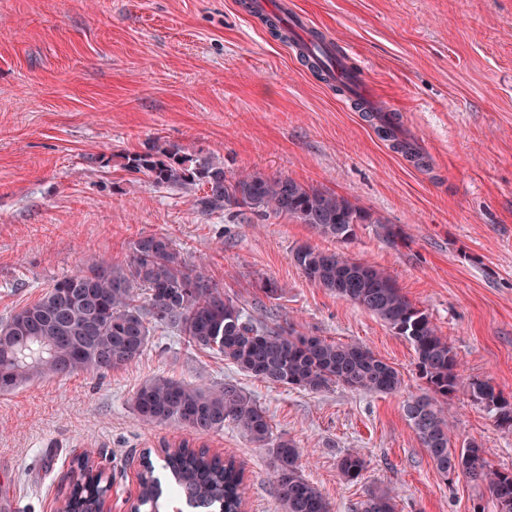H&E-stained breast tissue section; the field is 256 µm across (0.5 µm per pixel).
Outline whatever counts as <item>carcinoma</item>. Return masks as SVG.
<instances>
[{
  "mask_svg": "<svg viewBox=\"0 0 512 512\" xmlns=\"http://www.w3.org/2000/svg\"><path fill=\"white\" fill-rule=\"evenodd\" d=\"M300 60L322 80L324 62L299 49ZM125 168L154 186L203 188L207 212L249 211L262 218L288 217L308 224L338 243L356 236L362 224H379L366 209L336 192L303 185L283 175L227 177L224 163L189 156L182 146L155 140L125 156ZM291 258L312 283L380 318L414 349L426 391L407 398L403 410L433 466L444 478L462 476L489 490L495 512H512V471L499 470L474 440L452 444L447 401L458 383L457 359L428 314L416 308L386 272L336 251L309 244ZM177 331L184 342L224 357L247 375L312 393L343 385L367 393L396 394L399 371L360 343L308 336L295 328H268L213 287L202 264L190 266L171 239L147 235L133 243L127 265L108 262L80 268L55 281L36 301L0 324V393L45 377L78 372L105 373L136 361L157 329ZM472 396L497 427L512 430V401L484 381L471 383ZM135 415L147 422L186 428L202 437L232 424L271 458L282 512H331L321 492L300 467V450L276 436L266 412L237 385H189L166 377L144 382L133 397ZM163 468L172 482L162 485L151 460L143 463L134 512H157L162 496L176 488L204 512H242L244 472L232 458L196 450L188 441L164 445ZM348 481L366 470L365 459L348 451L339 459ZM112 483L89 457L72 462L60 512H101ZM356 512H396L387 493H369Z\"/></svg>",
  "mask_w": 512,
  "mask_h": 512,
  "instance_id": "obj_1",
  "label": "carcinoma"
}]
</instances>
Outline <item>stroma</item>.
<instances>
[{
  "label": "stroma",
  "instance_id": "stroma-1",
  "mask_svg": "<svg viewBox=\"0 0 512 512\" xmlns=\"http://www.w3.org/2000/svg\"><path fill=\"white\" fill-rule=\"evenodd\" d=\"M248 3L0 0V323L72 270L127 264L134 241L164 235L267 327L365 344L400 372L402 389L273 385L160 331L125 368L0 394V512H57L84 453L112 475V512H128L143 452L191 439L134 414L136 390L155 376L243 389L300 448L331 512L387 489L396 512H492L485 486L437 473L403 412L424 388L413 348L308 281L291 259L305 243L387 271L429 315L458 361L454 444L477 441L512 471V431L470 391L481 380L512 398V0H289L344 48L396 127L418 135L420 163ZM157 139L222 160L230 176L282 174L336 191L374 221L340 245L287 218L205 212L202 189L156 188L125 170V154ZM380 220L400 231L398 245L378 235ZM192 441L243 468L245 512H281L265 449L231 425ZM349 450L367 462L356 483L338 466Z\"/></svg>",
  "mask_w": 512,
  "mask_h": 512
}]
</instances>
